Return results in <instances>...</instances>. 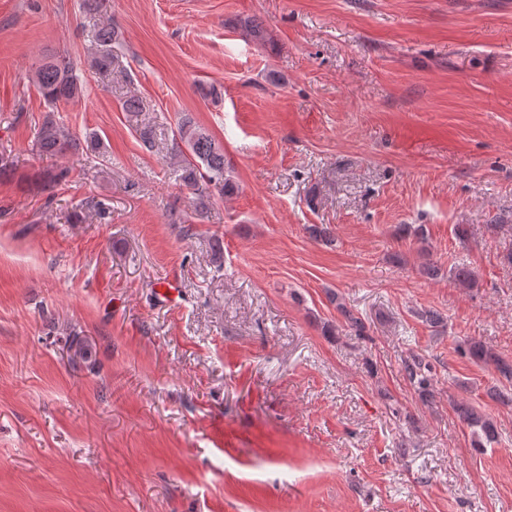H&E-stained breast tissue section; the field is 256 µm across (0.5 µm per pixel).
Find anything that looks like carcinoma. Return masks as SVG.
I'll use <instances>...</instances> for the list:
<instances>
[{"label":"carcinoma","mask_w":512,"mask_h":512,"mask_svg":"<svg viewBox=\"0 0 512 512\" xmlns=\"http://www.w3.org/2000/svg\"><path fill=\"white\" fill-rule=\"evenodd\" d=\"M118 40V31L106 23L94 35V45L90 52V66L97 71H108L115 62L112 44ZM34 81L44 99L51 105L70 102L83 94V84L74 71L69 56L60 55L35 68ZM177 137L182 148L174 154L175 179L180 185L191 190L194 210L203 215L209 208L211 199L222 196L233 189L230 179L224 176V147L191 118H183L177 126ZM36 147L45 156L64 155L68 152L85 153L102 157L105 147L101 136L92 131L78 137L60 124L49 111L37 136ZM457 283L475 288L478 282L472 271L465 265H458L449 271ZM345 325L357 336L364 335L366 325L344 305L336 304ZM461 349L476 363L494 366L506 379L512 380V364L505 363L499 355L480 341L465 339ZM403 372L409 383L423 397L431 394L432 379L428 366L421 355L412 353L403 360ZM458 420L469 428L471 435L481 448L497 444L496 426L475 406L459 402L453 405Z\"/></svg>","instance_id":"obj_1"}]
</instances>
